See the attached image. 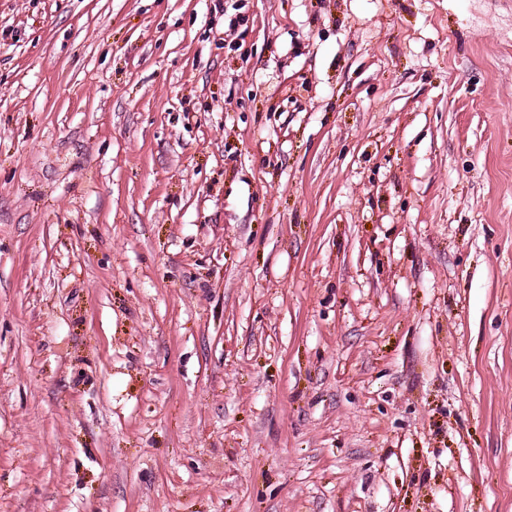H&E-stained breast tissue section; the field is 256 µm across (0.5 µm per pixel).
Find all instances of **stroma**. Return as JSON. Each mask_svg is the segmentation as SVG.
Here are the masks:
<instances>
[{
    "label": "stroma",
    "instance_id": "35a3bbf8",
    "mask_svg": "<svg viewBox=\"0 0 512 512\" xmlns=\"http://www.w3.org/2000/svg\"><path fill=\"white\" fill-rule=\"evenodd\" d=\"M0 512H512V0H0Z\"/></svg>",
    "mask_w": 512,
    "mask_h": 512
}]
</instances>
